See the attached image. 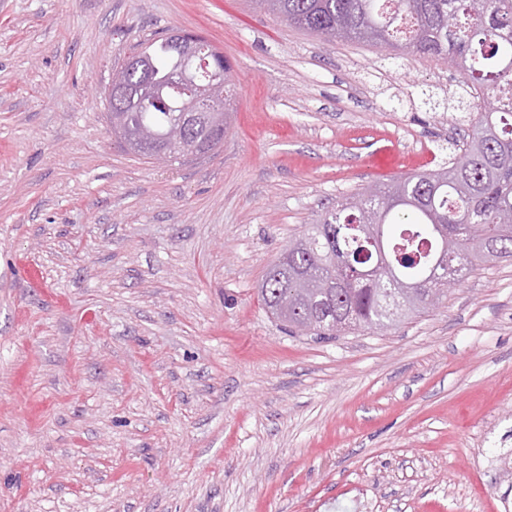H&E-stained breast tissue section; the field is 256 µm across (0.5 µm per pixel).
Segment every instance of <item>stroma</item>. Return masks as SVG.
Masks as SVG:
<instances>
[{
  "instance_id": "obj_1",
  "label": "stroma",
  "mask_w": 512,
  "mask_h": 512,
  "mask_svg": "<svg viewBox=\"0 0 512 512\" xmlns=\"http://www.w3.org/2000/svg\"><path fill=\"white\" fill-rule=\"evenodd\" d=\"M171 28L235 92L220 149L159 165L105 96ZM460 85L252 0H0V512H504L512 258L333 341L258 295L328 207L447 165Z\"/></svg>"
}]
</instances>
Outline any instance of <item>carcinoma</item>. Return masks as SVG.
<instances>
[{
	"label": "carcinoma",
	"mask_w": 512,
	"mask_h": 512,
	"mask_svg": "<svg viewBox=\"0 0 512 512\" xmlns=\"http://www.w3.org/2000/svg\"><path fill=\"white\" fill-rule=\"evenodd\" d=\"M288 24L326 39L386 45L399 54L450 61L465 96L485 97L494 108L476 111L448 166L402 177L326 212L274 262L260 294L268 312L289 331L308 330L319 340L423 312L448 288L405 289L430 273L440 253V229L458 238L457 281L476 266L512 257V0H254ZM455 28H448V16ZM210 66L202 79L224 81V119L230 117L231 66L207 45ZM146 70L124 73L115 101L131 102L141 81L162 83L174 61L165 38L155 49L133 47ZM129 126L167 133L163 106L132 105ZM226 131L198 121L185 143L215 150Z\"/></svg>",
	"instance_id": "cac0c4a2"
}]
</instances>
